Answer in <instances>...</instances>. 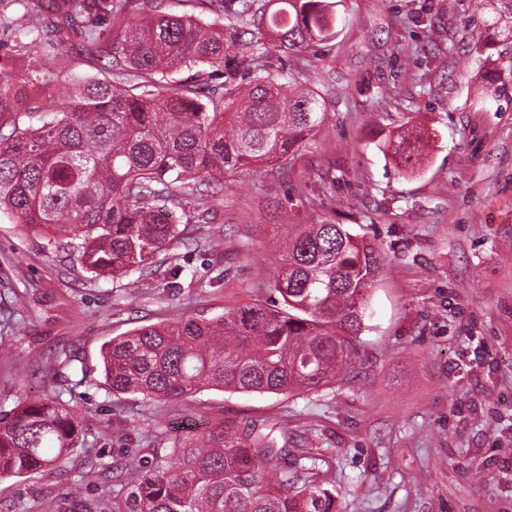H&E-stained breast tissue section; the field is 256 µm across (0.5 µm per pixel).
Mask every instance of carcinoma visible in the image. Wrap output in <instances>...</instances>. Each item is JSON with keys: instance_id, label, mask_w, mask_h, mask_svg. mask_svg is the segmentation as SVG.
Listing matches in <instances>:
<instances>
[{"instance_id": "1", "label": "carcinoma", "mask_w": 512, "mask_h": 512, "mask_svg": "<svg viewBox=\"0 0 512 512\" xmlns=\"http://www.w3.org/2000/svg\"><path fill=\"white\" fill-rule=\"evenodd\" d=\"M28 26L0 18L4 37L35 41L44 30H79L82 53L104 63L45 104L71 64L69 51L17 72L0 56V214L14 224L47 228L66 243L70 261L97 279L146 272L156 252L180 234L155 203L192 205L197 224L211 221L224 176L239 171L280 178L326 112L319 95L257 71L256 54L294 51L336 37L335 0H207L216 15L167 17L131 0H18ZM484 26L512 40V0H496ZM236 18L224 25L221 17ZM197 72L174 88L162 81L185 67ZM249 82L235 85L241 69ZM484 73L482 94L496 98L503 73ZM34 112L50 119L24 123ZM421 132L389 136L398 165L420 163ZM380 253L344 224H306L288 241L270 288L279 300L256 299L216 319L182 316L142 326L102 350L114 393L150 400L205 389L292 394L336 383L358 355L366 292ZM31 400L0 417V477L60 467L82 426L60 401ZM141 469L124 468L132 486L115 512H332L335 498L312 480L319 457L295 455L288 433L272 426L240 431L230 420L173 448Z\"/></svg>"}]
</instances>
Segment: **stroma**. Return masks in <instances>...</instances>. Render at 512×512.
<instances>
[{"instance_id":"35a3bbf8","label":"stroma","mask_w":512,"mask_h":512,"mask_svg":"<svg viewBox=\"0 0 512 512\" xmlns=\"http://www.w3.org/2000/svg\"><path fill=\"white\" fill-rule=\"evenodd\" d=\"M491 0H340L335 39L262 57L317 91L326 117L288 177L238 172L208 224L173 213L184 238L154 272L96 279L0 215V416L61 393L84 434L59 469L0 478V512H56L73 486L99 512L128 491L118 465L171 453L215 421L279 423L320 457L333 512H512V77L476 96L507 47L481 23ZM423 133L422 165L384 139ZM348 225L383 256L367 292L353 371L277 395L200 391L173 401L115 394L100 350L181 315L214 318L273 299L296 225ZM76 361L63 367L60 355Z\"/></svg>"}]
</instances>
